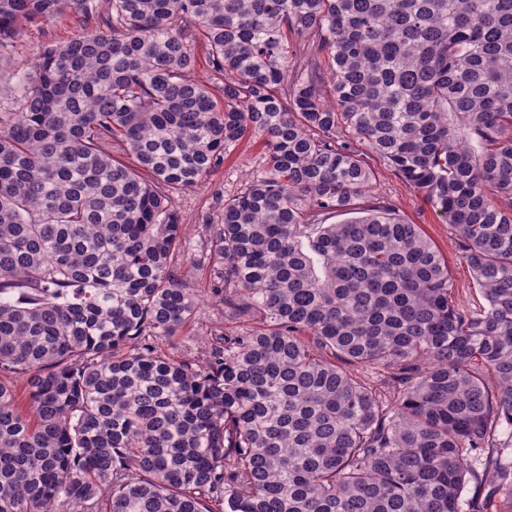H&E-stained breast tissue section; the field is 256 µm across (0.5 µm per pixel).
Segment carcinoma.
Instances as JSON below:
<instances>
[{
  "mask_svg": "<svg viewBox=\"0 0 512 512\" xmlns=\"http://www.w3.org/2000/svg\"><path fill=\"white\" fill-rule=\"evenodd\" d=\"M66 14L96 27L0 113V512H462L512 480V0H0V57ZM249 136L200 287L173 195ZM204 297L224 333L163 352ZM372 164L378 172L376 190L396 203L404 220L410 224H418L448 260V273L460 303L470 309L484 307L486 301L461 258L454 229L442 221L430 204L415 196L404 182L389 174L378 161H372Z\"/></svg>",
  "mask_w": 512,
  "mask_h": 512,
  "instance_id": "obj_1",
  "label": "carcinoma"
}]
</instances>
